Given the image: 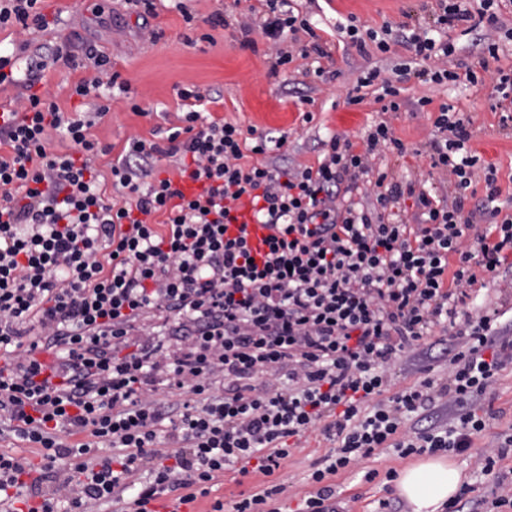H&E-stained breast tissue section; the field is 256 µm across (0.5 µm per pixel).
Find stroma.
<instances>
[{
    "mask_svg": "<svg viewBox=\"0 0 512 512\" xmlns=\"http://www.w3.org/2000/svg\"><path fill=\"white\" fill-rule=\"evenodd\" d=\"M154 5V18L146 20L128 0H107L105 13L98 18L92 12L93 0H43V13L50 18L61 16V24L24 34L15 27L0 29V47L5 49L26 40L50 50L67 35L77 42H92L110 58L119 82L129 85L126 94L105 84L100 87L102 98L111 102L110 112L92 129L99 142L112 147L109 155L97 161L104 190L112 188L111 162L128 155L131 139L166 144L168 130L176 126V114L182 109L176 96L177 88L182 87L206 95L205 110L211 118L276 137L286 136L285 146L269 156L281 167L317 166L323 157V141L333 135L348 138L356 151H364L367 130L387 122L405 151L399 154L380 148L372 157L374 168L387 171L398 182L431 181L434 192L441 197L448 192V178L432 174L429 142L440 105L452 104L472 123V150L495 164L502 200L512 199V125L502 126L501 110L491 107L493 80L475 87L460 76L441 85L412 76L403 84V106L397 112L382 111L371 87L363 89L361 103L347 102L349 90L363 71L390 69L408 59L409 54L400 44L393 45L386 54L373 47L359 53L338 39L336 20L352 14L375 29L387 23L424 25L431 20L430 0H293L296 11L310 15L331 55L318 62L297 55L276 71L271 68V43L258 26L266 11L263 0H154ZM219 5L224 8L227 24L209 28L205 19ZM246 24L251 25V32H243ZM155 31L160 34L156 40L151 37ZM206 32L212 34L213 43L201 41V34ZM317 65L325 71L323 78L307 74ZM97 74V69L91 67L73 70L60 66L47 72L34 90L55 101L62 111L71 112L81 102L72 93L75 84ZM423 97L430 101L427 111H414V103ZM307 111L313 114L308 123L302 119ZM464 343V337L440 331L433 336L431 346L407 349L388 374L386 396L414 387L428 375L446 377L448 371L440 358L443 348H459ZM470 407L485 418L486 429L474 439L473 450L452 454L451 460L464 480L476 487L459 503L460 512H485L480 501L490 495L491 485L474 474L473 451L501 445L512 437V363L503 367L494 385L474 398ZM333 447V441L327 440L320 429H312L288 462L275 472V479L294 491L287 506H296L298 495L311 491L308 477L314 464ZM406 464L395 449L387 448L330 477L340 512H408L394 484L385 478L387 471L400 470ZM369 472L374 475L370 481L365 478ZM384 500L389 503L385 509L380 506Z\"/></svg>",
    "mask_w": 512,
    "mask_h": 512,
    "instance_id": "stroma-1",
    "label": "stroma"
}]
</instances>
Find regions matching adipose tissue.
<instances>
[{
	"instance_id": "adipose-tissue-1",
	"label": "adipose tissue",
	"mask_w": 512,
	"mask_h": 512,
	"mask_svg": "<svg viewBox=\"0 0 512 512\" xmlns=\"http://www.w3.org/2000/svg\"><path fill=\"white\" fill-rule=\"evenodd\" d=\"M461 483L459 469L448 458L432 456L403 469L396 487L410 512H446Z\"/></svg>"
}]
</instances>
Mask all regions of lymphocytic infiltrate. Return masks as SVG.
<instances>
[{"instance_id":"obj_1","label":"lymphocytic infiltrate","mask_w":512,"mask_h":512,"mask_svg":"<svg viewBox=\"0 0 512 512\" xmlns=\"http://www.w3.org/2000/svg\"><path fill=\"white\" fill-rule=\"evenodd\" d=\"M261 27L275 51V66L294 55L328 51L307 17L289 0H265ZM41 0H0V29H41ZM504 0H436L430 27L412 28L402 43L411 57L391 71L372 68L360 88L378 86L386 112L401 108L398 80L412 75L433 83L456 81L446 61L451 31L486 26L471 85L498 61L501 41L512 42L502 17ZM337 34L358 52L391 50L390 25L364 27L353 15L336 21ZM310 35L298 45V33ZM25 75L9 71L0 54V86L26 95L0 126V424L37 448L39 462L0 452V512H150L164 493L174 505L210 497L224 472L262 475L259 491L232 508L214 500L210 512H279L284 484L274 481L291 456L284 442L322 426L337 446L310 481L314 492L298 512H337L327 480L380 448L400 457L463 452L486 428L465 411L457 426L407 434L406 415L435 397L463 406L491 387L512 362L496 307L464 314L472 294L500 269L512 268V215L499 204L497 169L469 147L471 122L441 105L433 121L431 167L450 178V200H436L415 183H392L373 172L380 147L403 150L387 123L366 136L365 151L334 136L317 167L280 168L245 163L246 154L282 148L285 137L259 135L248 145L235 123L203 117L204 95L181 88L189 108L167 146L133 140L134 161L111 167L121 203L106 198L95 162L107 154L79 112L33 93L47 71L84 60L106 68L94 45L60 43L50 53L18 46ZM71 143L52 152L55 137ZM172 158L177 178H152ZM375 174L374 207L337 200L338 187L354 191L360 176ZM483 179L482 209L489 223L467 210L474 179ZM203 182L189 197L182 180ZM413 197L417 221L392 218L388 206ZM249 197L258 223L272 235L256 255L246 231L230 233L231 212ZM155 315L176 324L175 339L154 331L133 337L137 319ZM460 329L467 347L449 350L448 377L384 398L387 374L406 348L434 329ZM188 394L175 417L164 418L158 385ZM504 447L483 448L477 471L494 485L493 507H512V482L496 471ZM55 483L39 484L46 475Z\"/></svg>"}]
</instances>
